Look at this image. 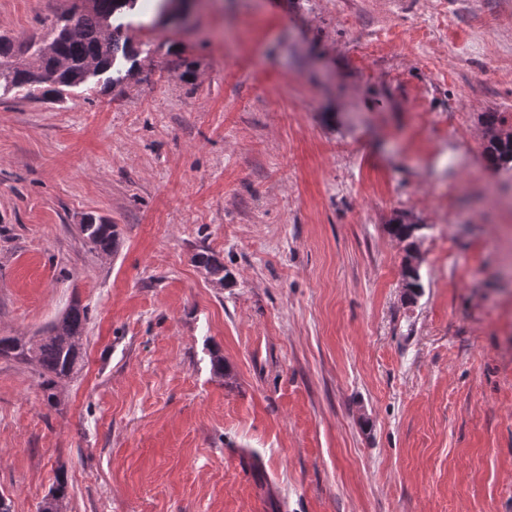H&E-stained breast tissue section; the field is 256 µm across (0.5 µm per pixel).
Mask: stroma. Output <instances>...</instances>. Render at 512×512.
<instances>
[{"instance_id":"stroma-1","label":"stroma","mask_w":512,"mask_h":512,"mask_svg":"<svg viewBox=\"0 0 512 512\" xmlns=\"http://www.w3.org/2000/svg\"><path fill=\"white\" fill-rule=\"evenodd\" d=\"M151 5L120 83L0 89V336L89 316L57 406L0 360L10 512L61 475L63 512H512V171L482 122H512V0ZM70 6L0 0V34ZM483 125L487 133L484 157L494 170H512V127L505 129V118L499 112L483 115ZM87 224H81L83 239L90 248L101 254L110 255L117 246V233L114 224H105L103 220L91 215L85 217Z\"/></svg>"}]
</instances>
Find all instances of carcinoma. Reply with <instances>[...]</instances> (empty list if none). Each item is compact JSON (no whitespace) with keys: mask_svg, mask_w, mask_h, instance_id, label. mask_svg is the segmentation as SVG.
<instances>
[{"mask_svg":"<svg viewBox=\"0 0 512 512\" xmlns=\"http://www.w3.org/2000/svg\"><path fill=\"white\" fill-rule=\"evenodd\" d=\"M138 0H86L79 8L77 19L51 30L44 46L37 49L40 70L36 85L32 63L25 62L22 46L0 36V87L26 91V97L59 100L66 92L86 83L90 78L106 72L114 73L112 82L123 80L121 61L134 60L136 53L129 39L123 37L120 18L134 9ZM483 125L487 133L484 157L497 170H512V128H506L505 118L499 112H486ZM80 225L83 239L90 248L110 255L117 246L115 225L106 224L91 215ZM415 222L406 216L388 225V231L398 239L415 247ZM198 261L208 271L224 281V265L214 256L201 252ZM88 322L87 308L76 302L61 319L54 323L48 335L34 344L18 336H0V359L17 360L34 367L46 402L57 404L54 390L60 382L70 378L81 368L84 357L83 337Z\"/></svg>","mask_w":512,"mask_h":512,"instance_id":"carcinoma-1","label":"carcinoma"}]
</instances>
